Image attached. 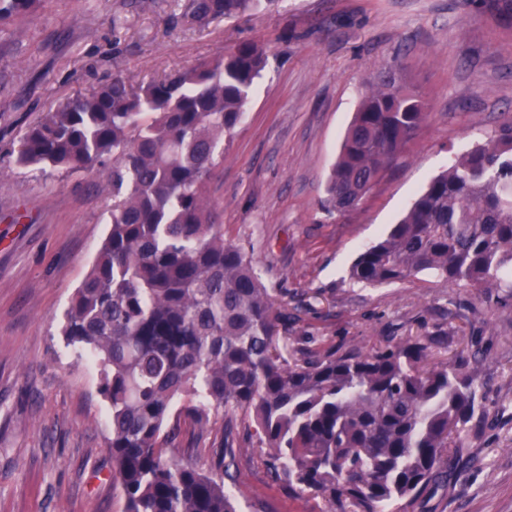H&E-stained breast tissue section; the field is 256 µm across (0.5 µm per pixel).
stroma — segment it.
<instances>
[{
  "mask_svg": "<svg viewBox=\"0 0 512 512\" xmlns=\"http://www.w3.org/2000/svg\"><path fill=\"white\" fill-rule=\"evenodd\" d=\"M189 0H54L0 33V512H123L109 478L107 405L61 334L108 232L105 169L23 168L24 130L114 75L146 84L253 42L268 66L210 183L225 239L250 252L288 312L290 349L430 335L462 350L488 415L455 449L447 490L412 512H512V311L421 274L349 278L358 252L454 157L512 122V23L482 0H274L202 26ZM400 63L428 116L360 205L321 207L329 170L373 73ZM239 512H323L289 496L258 451L237 461Z\"/></svg>",
  "mask_w": 512,
  "mask_h": 512,
  "instance_id": "1",
  "label": "stroma"
}]
</instances>
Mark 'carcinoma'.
I'll return each mask as SVG.
<instances>
[{
  "mask_svg": "<svg viewBox=\"0 0 512 512\" xmlns=\"http://www.w3.org/2000/svg\"><path fill=\"white\" fill-rule=\"evenodd\" d=\"M47 2L0 0V28ZM270 2L190 0L189 13L206 25ZM267 66L246 42L160 81L115 76L19 140L21 167L112 161L108 233L62 335L97 371L124 512H237L226 481L252 446L288 491L331 512H408L487 414L468 357L429 362L428 336L288 354V313L253 258L224 240L208 197L221 145ZM426 117L402 65L378 71L344 133L328 210L356 208ZM424 272L512 307L511 124L456 156L350 267L368 286Z\"/></svg>",
  "mask_w": 512,
  "mask_h": 512,
  "instance_id": "1",
  "label": "carcinoma"
}]
</instances>
